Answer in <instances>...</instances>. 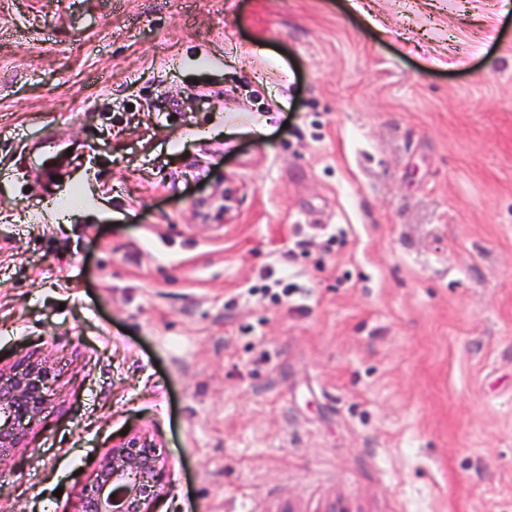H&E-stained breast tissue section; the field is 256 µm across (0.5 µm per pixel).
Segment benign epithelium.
I'll return each instance as SVG.
<instances>
[{
	"instance_id": "1",
	"label": "benign epithelium",
	"mask_w": 512,
	"mask_h": 512,
	"mask_svg": "<svg viewBox=\"0 0 512 512\" xmlns=\"http://www.w3.org/2000/svg\"><path fill=\"white\" fill-rule=\"evenodd\" d=\"M51 367L28 362L9 376L0 372V447H26L23 424L36 423L47 404ZM167 472L145 436L121 439L101 457L82 489L75 512H151Z\"/></svg>"
}]
</instances>
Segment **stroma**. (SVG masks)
<instances>
[{"mask_svg": "<svg viewBox=\"0 0 512 512\" xmlns=\"http://www.w3.org/2000/svg\"><path fill=\"white\" fill-rule=\"evenodd\" d=\"M28 361L0 512H73L124 433L157 512H512V0H0ZM52 377L51 367L42 362H28L11 372H0V447H26V428L35 424L47 404Z\"/></svg>", "mask_w": 512, "mask_h": 512, "instance_id": "35a3bbf8", "label": "stroma"}]
</instances>
